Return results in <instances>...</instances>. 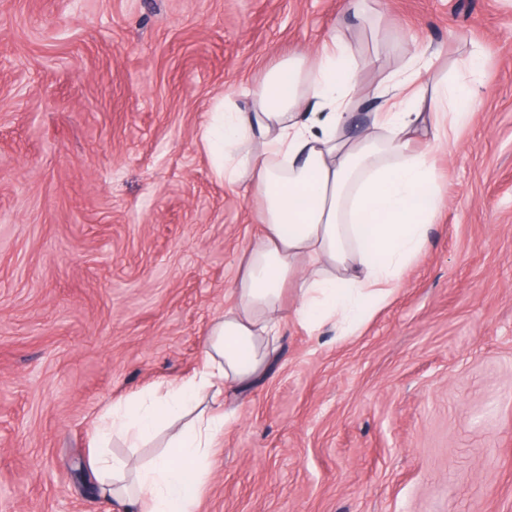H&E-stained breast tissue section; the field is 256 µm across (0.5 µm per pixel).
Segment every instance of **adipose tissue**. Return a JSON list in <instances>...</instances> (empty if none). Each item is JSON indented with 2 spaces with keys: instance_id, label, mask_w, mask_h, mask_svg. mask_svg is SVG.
I'll return each instance as SVG.
<instances>
[{
  "instance_id": "ef3b65f1",
  "label": "adipose tissue",
  "mask_w": 512,
  "mask_h": 512,
  "mask_svg": "<svg viewBox=\"0 0 512 512\" xmlns=\"http://www.w3.org/2000/svg\"><path fill=\"white\" fill-rule=\"evenodd\" d=\"M380 61V48L364 51L332 27L313 54L288 57L247 89L249 107L224 98L205 125L215 173L245 185L262 233L243 256L235 305L209 327L203 368L113 402L103 418L102 435L133 448L167 433L165 450L144 463L91 457L103 491L128 512H197L224 433L218 400L268 372L286 285L299 324L347 336L389 302L424 247L444 204L430 152L468 123L477 91L429 78L437 58L426 49L364 87L361 70ZM365 105V128L350 133Z\"/></svg>"
}]
</instances>
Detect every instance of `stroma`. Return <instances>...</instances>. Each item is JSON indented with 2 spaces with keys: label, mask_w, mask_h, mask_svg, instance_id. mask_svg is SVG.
I'll return each instance as SVG.
<instances>
[{
  "label": "stroma",
  "mask_w": 512,
  "mask_h": 512,
  "mask_svg": "<svg viewBox=\"0 0 512 512\" xmlns=\"http://www.w3.org/2000/svg\"><path fill=\"white\" fill-rule=\"evenodd\" d=\"M383 3L384 37L479 89L432 155L446 206L353 335H310L286 293L198 512H512V0ZM341 6L0 0V512H123L89 466L99 419L200 369L261 233L200 132Z\"/></svg>",
  "instance_id": "obj_1"
}]
</instances>
